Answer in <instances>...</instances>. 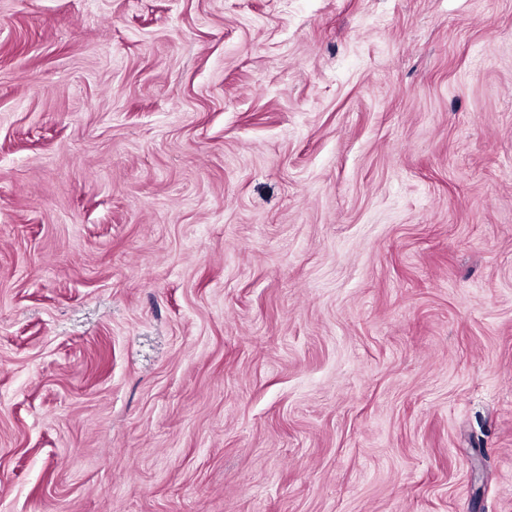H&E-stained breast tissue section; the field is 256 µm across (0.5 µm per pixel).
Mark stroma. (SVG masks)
Returning <instances> with one entry per match:
<instances>
[{
	"label": "stroma",
	"mask_w": 512,
	"mask_h": 512,
	"mask_svg": "<svg viewBox=\"0 0 512 512\" xmlns=\"http://www.w3.org/2000/svg\"><path fill=\"white\" fill-rule=\"evenodd\" d=\"M0 512H512V0H0Z\"/></svg>",
	"instance_id": "1"
}]
</instances>
